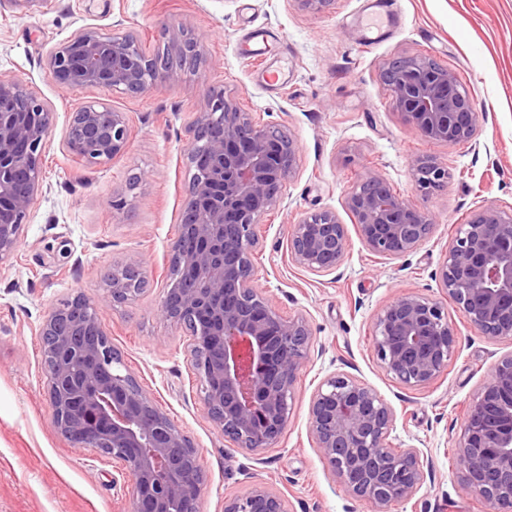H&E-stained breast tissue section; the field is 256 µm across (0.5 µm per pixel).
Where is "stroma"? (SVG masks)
Listing matches in <instances>:
<instances>
[{"label":"stroma","instance_id":"35a3bbf8","mask_svg":"<svg viewBox=\"0 0 512 512\" xmlns=\"http://www.w3.org/2000/svg\"><path fill=\"white\" fill-rule=\"evenodd\" d=\"M371 0H35L0 5V77L29 83L57 114L38 196L16 250L0 264V512H130L124 479L111 458L77 448L51 425L39 325L46 312L80 294L95 306L124 371L192 441L208 476L199 512H224L225 500L265 483L288 512H374L333 474L308 429L312 395L345 373L373 388L394 410L388 445L419 449L430 460L424 480L388 512H485L464 484L458 441L466 407L488 382L512 340L480 334L449 308L458 349L447 370L419 389L398 384L373 354V322L390 300L414 293L446 301L436 271L461 224L481 204L512 206V0H389L375 40L362 27ZM180 21L199 36L206 65L136 96L60 89L46 58L76 31L94 27L134 34L147 52L165 46L164 27ZM265 27L284 50L288 81L265 86L260 61L241 44ZM407 54L451 69L473 98L479 124L471 143L423 139L397 111L381 77ZM224 90L259 123L288 128L297 164L280 205L255 226L256 286L286 317L305 318L309 358L294 385L288 426L261 458L224 437L209 418L191 365L185 328L158 310L170 277V250L194 170L190 124L204 86ZM89 101L124 112L130 143L94 166L64 144L67 116ZM448 167L447 185L417 191L413 161ZM367 169L426 209L429 237L396 259L371 253L353 229L345 198ZM124 201L113 209V196ZM334 211L349 229L341 266L316 273L291 257L290 231L305 215ZM138 260L150 286L126 303L104 301L103 273Z\"/></svg>","mask_w":512,"mask_h":512}]
</instances>
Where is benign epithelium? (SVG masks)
Here are the masks:
<instances>
[{
  "instance_id": "benign-epithelium-1",
  "label": "benign epithelium",
  "mask_w": 512,
  "mask_h": 512,
  "mask_svg": "<svg viewBox=\"0 0 512 512\" xmlns=\"http://www.w3.org/2000/svg\"><path fill=\"white\" fill-rule=\"evenodd\" d=\"M165 36L193 57L194 72L205 63L201 42L180 24ZM140 42L127 32L102 34L83 29L48 57L51 79L64 89L127 92L129 75L144 73L138 92L178 79V67H152ZM385 79L398 111L426 140L464 144L479 121L469 92L454 73L419 55ZM56 127V113L28 85L0 77V263L15 251L41 190L43 156ZM188 157L195 169L185 213L199 214L182 225L199 246L180 240L171 247L167 294L182 300L180 312L163 302L161 316L176 324L197 320L190 356L202 400L216 426L238 447L257 455L274 447L289 420L293 387L308 359L310 329L302 317L285 318L254 286L251 255L258 239L254 225L279 203L296 167L293 143L282 125L259 124L224 90L208 87L191 129ZM130 131L124 116L106 105L88 103L69 113L68 150L92 165L121 154ZM27 187L16 189L20 170ZM417 190L428 195L448 182V168L432 157L413 163ZM376 188L373 194L362 186ZM346 206L359 237L372 253L398 258L428 236L430 213L396 194L377 172L367 169L348 193ZM292 259L313 271H332L346 254L348 237L336 213L322 210L291 225ZM336 261L323 262L327 247ZM459 313L484 336L512 340V207L480 205L448 244L436 272ZM133 294L126 283L107 286L112 305ZM96 311L78 295L48 310L39 335L55 342L43 355L46 391L58 435L91 448L121 466L131 512H198L206 481L196 450L161 409L122 372L108 336L88 350L58 335L77 308ZM373 350L384 371L407 388L424 387L447 368L457 350L448 307L407 293L385 305L373 325ZM395 413L371 387L348 375L325 379L312 396L309 432L323 458L357 498L376 512L412 498L424 477V459L415 448L395 451L387 438ZM459 458L467 487L487 512H512V355L499 358L490 380L466 409ZM224 512H288L284 497L261 483L224 502Z\"/></svg>"
}]
</instances>
